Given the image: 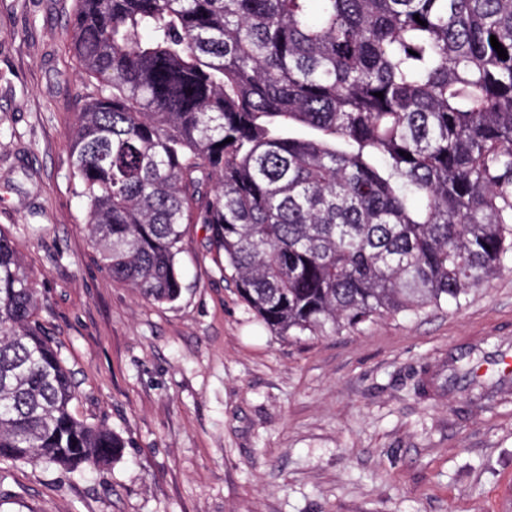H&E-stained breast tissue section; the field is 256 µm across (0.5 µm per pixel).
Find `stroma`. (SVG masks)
Masks as SVG:
<instances>
[{
    "mask_svg": "<svg viewBox=\"0 0 512 512\" xmlns=\"http://www.w3.org/2000/svg\"><path fill=\"white\" fill-rule=\"evenodd\" d=\"M74 7L0 0V233L36 278L76 417L126 448L84 475L0 464V512H512V401L417 392L454 351L512 344V257L461 305L278 336L190 224L180 298H142L95 262L77 194L70 143L97 83Z\"/></svg>",
    "mask_w": 512,
    "mask_h": 512,
    "instance_id": "1",
    "label": "stroma"
}]
</instances>
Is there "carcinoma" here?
I'll use <instances>...</instances> for the list:
<instances>
[{
  "label": "carcinoma",
  "mask_w": 512,
  "mask_h": 512,
  "mask_svg": "<svg viewBox=\"0 0 512 512\" xmlns=\"http://www.w3.org/2000/svg\"><path fill=\"white\" fill-rule=\"evenodd\" d=\"M71 46L98 265L147 300L188 224L279 336L458 304L512 255V0H76ZM38 309L0 234V463L117 461Z\"/></svg>",
  "instance_id": "1"
}]
</instances>
